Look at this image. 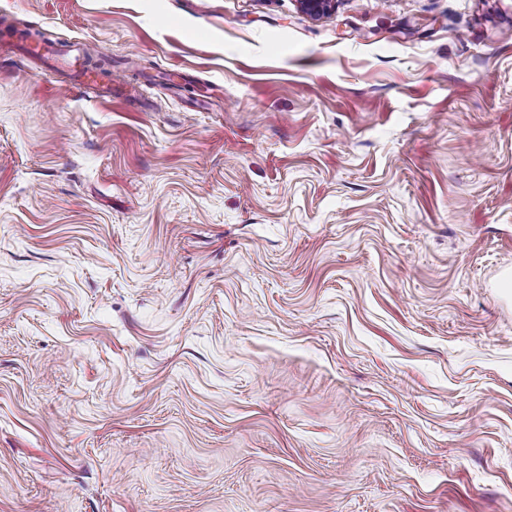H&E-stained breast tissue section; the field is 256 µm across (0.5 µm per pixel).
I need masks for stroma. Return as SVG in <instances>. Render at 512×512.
<instances>
[{
  "mask_svg": "<svg viewBox=\"0 0 512 512\" xmlns=\"http://www.w3.org/2000/svg\"><path fill=\"white\" fill-rule=\"evenodd\" d=\"M506 270L512 0H0V512H512ZM90 53V47L85 44L78 50V54L74 56L69 54L59 55L55 58V62L61 68L70 72L72 85L80 87H98L101 91L100 98L112 100V86L103 84L98 73L84 65L83 57Z\"/></svg>",
  "mask_w": 512,
  "mask_h": 512,
  "instance_id": "1",
  "label": "stroma"
}]
</instances>
